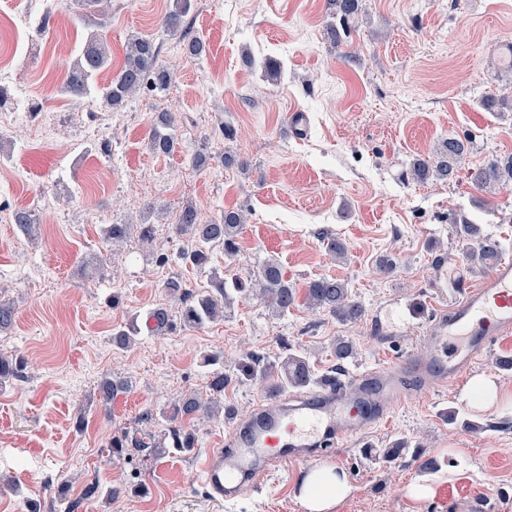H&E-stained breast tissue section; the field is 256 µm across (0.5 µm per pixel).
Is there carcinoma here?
Instances as JSON below:
<instances>
[{"label": "carcinoma", "mask_w": 512, "mask_h": 512, "mask_svg": "<svg viewBox=\"0 0 512 512\" xmlns=\"http://www.w3.org/2000/svg\"><path fill=\"white\" fill-rule=\"evenodd\" d=\"M331 9L330 22L326 26L328 40L336 45L342 42L363 10L362 0H328ZM82 18L96 14L106 16L112 7V0H74ZM192 7L191 0H173L172 7L163 19V27L170 34H178L186 42L187 53L192 58L199 57L205 50L204 42L190 35L185 25V17ZM158 47L154 40L135 36L129 39L123 67L115 73L109 83L100 88L97 76L111 68L112 52L109 44L98 31L90 32L81 50L71 65L64 84L65 93L74 98H85L99 94L102 106L117 108L137 94L164 92L173 81L172 73L157 65ZM480 106L489 112H512V95H488ZM177 118L174 112H160L149 136L148 145L158 156H171L179 148L176 136ZM472 141L449 137L443 140L429 156L416 157L409 163L408 175L416 183L446 181L455 174L458 165L471 151ZM471 181L479 191L492 192L512 187V153L489 159L485 165L471 175ZM11 220L17 224L27 238L34 240L38 224L33 211L20 208L13 212ZM460 225L459 236L465 240H477L476 247L469 252V258L481 265H488L499 254V243L489 237H482L477 225L467 215L461 213L454 219ZM243 224L242 216L235 211H226L219 220L202 221L197 209L188 204L178 214L172 224V232L188 239L191 249L180 254L181 259L196 266L209 262V247L220 246L224 254L232 255L237 250V237ZM133 225L112 223L105 229V238L113 246L127 241ZM168 288L180 293L181 322L189 327H202L224 317V308L231 304L233 297L242 293H253L272 313L283 316L296 304V292L285 278L280 263L275 259L266 260L254 279L253 286L247 288L237 279L228 280L219 271H212L208 289L191 294L180 291V284L168 282ZM307 306L327 312L343 322L360 319L364 313L362 305L351 297L346 283L329 277H320L308 282L305 291ZM136 322L117 329L112 334V343L118 348L127 347L138 335ZM24 362L18 357H0V381L18 377L23 372ZM248 374L269 383L270 391L277 393L288 388H306L313 384L314 373L309 360L302 353L286 348L278 361H270L259 356L253 358ZM128 389V383L111 375L104 376L98 384L102 406L108 407L118 394ZM217 401L207 402L189 395L182 397L162 418L168 423L160 437L144 431L140 436L114 437L108 445L109 455L121 457L129 448H148L151 454L161 457L170 450L188 453L195 448L196 436L193 431L182 426V420L209 417Z\"/></svg>", "instance_id": "1"}]
</instances>
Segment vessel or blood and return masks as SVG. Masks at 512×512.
<instances>
[{
    "label": "vessel or blood",
    "mask_w": 512,
    "mask_h": 512,
    "mask_svg": "<svg viewBox=\"0 0 512 512\" xmlns=\"http://www.w3.org/2000/svg\"><path fill=\"white\" fill-rule=\"evenodd\" d=\"M456 298L427 332V355L328 381L292 404L265 409L237 427L224 446L208 449L197 465L209 493L235 498L256 469L310 462L311 449L331 451L339 441L383 423L396 398L435 381L459 377L500 337L512 334V258L480 280L461 275Z\"/></svg>",
    "instance_id": "b4317fda"
}]
</instances>
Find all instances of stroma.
Listing matches in <instances>:
<instances>
[{
  "instance_id": "obj_1",
  "label": "stroma",
  "mask_w": 512,
  "mask_h": 512,
  "mask_svg": "<svg viewBox=\"0 0 512 512\" xmlns=\"http://www.w3.org/2000/svg\"><path fill=\"white\" fill-rule=\"evenodd\" d=\"M363 4L350 37L334 46L326 0H194L186 23L206 52L193 59L180 36L160 29L171 0H112L102 32L114 65L129 38L150 36L174 81L107 111L90 98L72 100L55 76L90 32L75 9L60 5L40 35L41 0H0V17L25 14L31 22L20 37L0 32V57L13 60L10 96L0 104V302L14 309L0 329V354L27 361L22 377L0 385V512H303L299 489L310 465L260 473L224 501L208 494L196 468L198 453L237 418L275 402L244 373L246 358L274 360L290 347L321 380L333 375L341 341L354 350L350 375L424 357L431 320L455 299L452 288L431 287L433 258L447 254L452 279L486 273L467 257L455 215L467 213L512 255V188L480 192L469 178L492 156L512 152V112L479 104L512 88V0ZM268 58L281 65L277 80L261 72ZM34 100L53 114L55 137L45 144L30 135L40 125L28 115ZM161 112L180 117L181 148L170 157L148 147ZM225 122L233 138L221 135ZM448 137L474 143L456 178H403L413 156ZM227 152L246 159L249 171L225 167ZM198 154L206 159L200 167L192 164ZM189 203L205 221L243 214L234 257L216 246L207 268L180 259L186 241L171 222ZM18 208L35 212L37 239L12 224ZM114 222L150 224L154 234L146 241L131 233L114 253L104 234ZM325 233L346 244L345 258L326 250ZM85 256L100 258L99 271H79ZM268 258L297 289L322 276L345 281L365 309L362 320L343 323L302 303L277 317L239 295L223 319L203 327L175 318L164 330L146 328L150 309L172 303L168 281L196 293L212 271L246 281ZM384 258L395 261L392 274L380 273ZM31 267L39 284L25 275ZM132 320L138 336L115 347L113 332ZM212 355L218 363H209ZM507 358L512 335L458 380L402 395L387 422L324 457L353 486L339 512H458L463 504L468 512H512V406L481 414L467 399L479 375L512 390V370L499 365ZM218 372L230 378L225 410L193 423L195 452L157 458L132 448L110 457L112 437L160 432V412L184 395L208 398ZM107 374L129 383L108 409L97 389ZM451 411L457 422H449ZM147 412L156 415L148 426ZM399 441L420 446L435 469L407 456L385 461L384 449ZM366 447L372 455H363ZM415 483L431 487L426 503L409 499ZM93 484L98 493L86 496Z\"/></svg>"
}]
</instances>
